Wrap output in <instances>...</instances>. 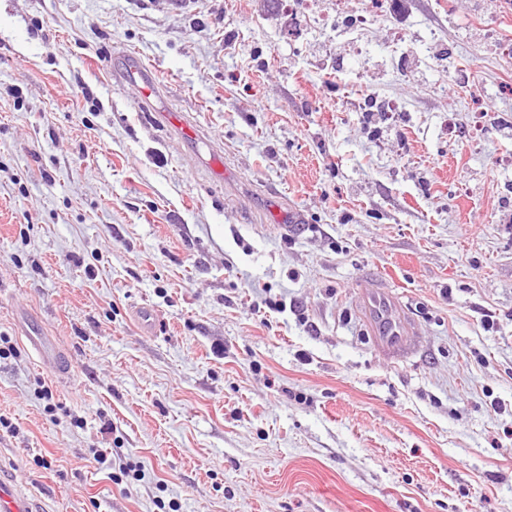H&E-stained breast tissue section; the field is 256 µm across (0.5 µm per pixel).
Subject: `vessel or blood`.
Masks as SVG:
<instances>
[{
	"label": "vessel or blood",
	"instance_id": "vessel-or-blood-1",
	"mask_svg": "<svg viewBox=\"0 0 512 512\" xmlns=\"http://www.w3.org/2000/svg\"><path fill=\"white\" fill-rule=\"evenodd\" d=\"M125 76L141 83L144 98H151L157 89L154 72L140 62H132ZM354 307L364 331L379 355L393 357L412 351L418 344L417 324L407 306L392 292L391 284L378 280L375 287L356 296ZM28 346L36 358L59 364V353L51 337L28 335ZM0 512H35L21 489L11 480L0 477Z\"/></svg>",
	"mask_w": 512,
	"mask_h": 512
}]
</instances>
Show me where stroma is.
I'll list each match as a JSON object with an SVG mask.
<instances>
[{
	"label": "stroma",
	"instance_id": "1",
	"mask_svg": "<svg viewBox=\"0 0 512 512\" xmlns=\"http://www.w3.org/2000/svg\"><path fill=\"white\" fill-rule=\"evenodd\" d=\"M367 7L0 0V470L40 512H512V0ZM382 275L406 359L356 318ZM125 77L135 83L142 84L143 96L149 100L157 90V79L155 73L148 67L142 65L137 59L129 65ZM28 341V346L35 354L38 360L52 363L59 373H64L60 369V357L59 353L54 345L51 336H45L43 334L34 335L30 332L25 333Z\"/></svg>",
	"mask_w": 512,
	"mask_h": 512
}]
</instances>
